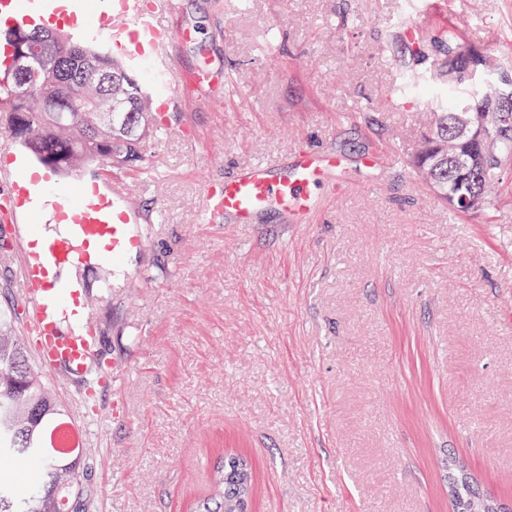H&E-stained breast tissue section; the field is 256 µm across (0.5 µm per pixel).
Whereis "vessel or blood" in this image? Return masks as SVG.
I'll return each mask as SVG.
<instances>
[{"instance_id": "b4317fda", "label": "vessel or blood", "mask_w": 512, "mask_h": 512, "mask_svg": "<svg viewBox=\"0 0 512 512\" xmlns=\"http://www.w3.org/2000/svg\"><path fill=\"white\" fill-rule=\"evenodd\" d=\"M179 8V0H112L111 10L101 12L86 30L93 38L110 36L117 55L149 60L159 76L175 83L179 77L171 50L195 38L194 31L174 26ZM0 16L18 26H46L81 19L83 12L80 0H0ZM341 167L335 155L309 148L289 163L237 169L205 185L201 221L259 224L276 210L287 223H309L319 191ZM0 213L26 227L42 219L57 227L46 237L26 230L19 248L18 283L30 306L23 335L40 366L73 378L94 371L98 385L115 384L122 372L117 363H93L101 337L87 310L86 289L59 273L77 264L110 265L141 249L146 233L139 210L119 190L98 186L76 198H61L51 182L38 181L21 161L0 172Z\"/></svg>"}]
</instances>
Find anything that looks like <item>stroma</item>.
Segmentation results:
<instances>
[{
    "instance_id": "35a3bbf8",
    "label": "stroma",
    "mask_w": 512,
    "mask_h": 512,
    "mask_svg": "<svg viewBox=\"0 0 512 512\" xmlns=\"http://www.w3.org/2000/svg\"><path fill=\"white\" fill-rule=\"evenodd\" d=\"M403 17L512 55V0H182L198 38L172 64L210 67V91L180 84L142 162L60 179L69 198L121 186L147 228L144 252L74 273L124 369L99 423L79 384L50 379L90 427L74 512H185L228 454L253 463V512H454L452 460L512 506V165L494 208L462 219L413 171L363 168L376 148L416 151L401 66L444 60L413 55ZM306 147L341 158L348 184L311 223H198L206 180ZM17 253L0 220V305L22 317ZM118 393L125 423L107 419Z\"/></svg>"
}]
</instances>
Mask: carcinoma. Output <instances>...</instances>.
<instances>
[{"mask_svg": "<svg viewBox=\"0 0 512 512\" xmlns=\"http://www.w3.org/2000/svg\"><path fill=\"white\" fill-rule=\"evenodd\" d=\"M56 40L75 47L80 55L60 64L48 59L40 81L25 94L15 87L13 64H0V124L15 131L14 122L24 123L19 135L24 147L39 164L69 176L83 167L102 163L123 166L142 157L156 134V119L140 83L125 65L67 34L55 32ZM125 78L124 86L112 89L120 98L124 89L133 95L130 130L122 134L101 120L96 107L107 91L88 74L83 60ZM469 60H457L454 71L438 67L427 77L403 66L405 88L420 97L430 115L421 149L410 164L425 185L454 213H464L456 200L465 195L475 205L488 203L490 189L502 183L503 160L512 158V124L499 130L497 154L471 151L467 139H459L457 153L445 157L438 146L448 138L456 117L476 104L477 88L466 70ZM16 312L0 307V465L14 474L0 479V512H70L71 501L81 497L78 454L56 455L49 433L64 415V408L41 372L32 366L26 348L11 335ZM214 478L209 494L191 504L190 512H250L254 493L250 463L238 456ZM448 492L454 512H500L483 509V499L471 478L448 464Z\"/></svg>", "mask_w": 512, "mask_h": 512, "instance_id": "cac0c4a2", "label": "carcinoma"}]
</instances>
